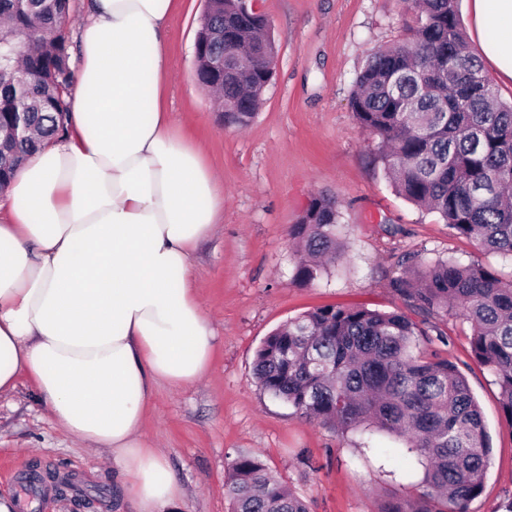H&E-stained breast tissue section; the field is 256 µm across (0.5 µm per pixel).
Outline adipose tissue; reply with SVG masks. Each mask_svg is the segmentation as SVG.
Listing matches in <instances>:
<instances>
[{"mask_svg": "<svg viewBox=\"0 0 512 512\" xmlns=\"http://www.w3.org/2000/svg\"><path fill=\"white\" fill-rule=\"evenodd\" d=\"M172 2L91 0L68 132L0 191V395L32 378L58 425L111 453L140 512L182 494L144 434L147 398L196 381L214 346L190 255L221 189L166 110ZM467 2L481 55L512 83V0Z\"/></svg>", "mask_w": 512, "mask_h": 512, "instance_id": "obj_1", "label": "adipose tissue"}]
</instances>
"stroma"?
Instances as JSON below:
<instances>
[{
	"instance_id": "35a3bbf8",
	"label": "stroma",
	"mask_w": 512,
	"mask_h": 512,
	"mask_svg": "<svg viewBox=\"0 0 512 512\" xmlns=\"http://www.w3.org/2000/svg\"><path fill=\"white\" fill-rule=\"evenodd\" d=\"M277 48L262 105L244 128L225 123L195 78V40L205 0H175L167 50V108L182 136L199 146L224 182V215L191 255L190 274L215 334L208 372L174 389L154 388L144 429L167 458L166 477L182 489L171 512H230L225 477L246 454L289 485L310 512H381L400 496L378 456L387 437H360L311 421L270 397L254 376L262 341L289 319L326 306L400 309L391 287L404 254L453 259L512 278V258L456 236L437 214L399 196L384 171L378 140L356 121L350 93L367 56L399 42L410 0H261ZM320 194L339 204L342 255L320 279L295 277L289 231ZM445 340H438V333ZM470 329L450 317L427 328L420 350L455 363L478 401L493 453L482 495L470 512H502L512 500V424L494 377L471 355ZM61 483L37 497L34 512H137L110 454L70 437L51 418L28 378L0 396V496L20 498L19 465Z\"/></svg>"
}]
</instances>
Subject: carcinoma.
Masks as SVG:
<instances>
[{"label": "carcinoma", "instance_id": "obj_1", "mask_svg": "<svg viewBox=\"0 0 512 512\" xmlns=\"http://www.w3.org/2000/svg\"><path fill=\"white\" fill-rule=\"evenodd\" d=\"M413 2L401 42L372 54L358 75L352 111L379 138L399 195L437 213L456 235L512 257V102L500 100L470 50L457 0ZM68 9L69 0H0V189L44 141L66 132ZM269 28L240 0H208L199 35L213 51L226 40L264 61L274 54ZM267 81L264 68L225 73L218 98L227 122L245 126L255 117ZM338 223L335 198L312 199L290 230L297 279H318L340 255ZM401 264L390 287L404 310L323 307L292 319L262 342L255 377L304 417L394 439L380 452L406 460L389 472L404 494L384 512H469L490 461L481 410L457 365L421 354L418 337L424 324L462 317L471 354L495 377L512 424V280L452 259L408 256ZM225 490L231 512H309L249 455L231 462Z\"/></svg>", "mask_w": 512, "mask_h": 512}]
</instances>
